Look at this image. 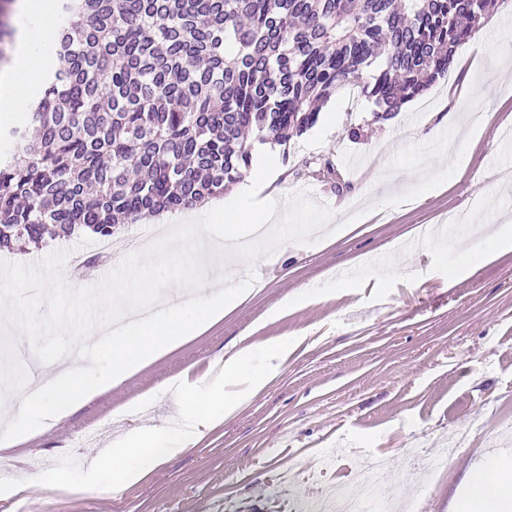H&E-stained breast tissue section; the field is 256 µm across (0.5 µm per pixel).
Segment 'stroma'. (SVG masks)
Segmentation results:
<instances>
[{
  "instance_id": "stroma-1",
  "label": "stroma",
  "mask_w": 512,
  "mask_h": 512,
  "mask_svg": "<svg viewBox=\"0 0 512 512\" xmlns=\"http://www.w3.org/2000/svg\"><path fill=\"white\" fill-rule=\"evenodd\" d=\"M461 93L479 101L468 140L440 123ZM369 109L339 90L315 126L271 147L279 176L243 203L287 208L288 219L269 229L275 249L240 232L259 260L224 281L237 307L56 426L0 447V460L32 479L28 462L93 456L140 425L128 413L134 400L155 407L154 425L168 424L177 413L168 379L204 384L241 347L294 338L264 388L135 485H41L0 496V512H297L300 499L352 482L374 455L397 500L454 512L471 493L469 474L512 469V251L483 260L488 226L512 223L503 176L512 169V0L481 20L423 98L380 124ZM323 161L343 189L316 177ZM55 250L98 256L82 279L117 265L83 234L5 258L36 263ZM466 265L472 274L459 276Z\"/></svg>"
}]
</instances>
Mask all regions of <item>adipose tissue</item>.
Returning <instances> with one entry per match:
<instances>
[{
    "label": "adipose tissue",
    "mask_w": 512,
    "mask_h": 512,
    "mask_svg": "<svg viewBox=\"0 0 512 512\" xmlns=\"http://www.w3.org/2000/svg\"><path fill=\"white\" fill-rule=\"evenodd\" d=\"M18 16L12 62L0 68V118L11 119L24 112L27 88L23 73L40 57L41 46L49 39L54 18L48 0H16ZM206 226L184 230L178 242L182 250L193 252L203 269L225 261L228 271H236L246 261L245 253L233 245L203 251ZM201 291L183 305L143 316L142 302L128 297L113 301V315L120 327L102 337L111 346L112 360L103 369H94L84 359H71L47 372L36 373V387L22 384L0 393L12 407L15 417L10 430L14 441L29 438L54 425L71 413L90 394L112 387L137 367L157 359L189 332L199 329L200 316L213 317L232 308L235 298L218 290L216 279L203 276ZM473 494L466 512H512V484L505 478L489 480L484 474L471 475Z\"/></svg>",
    "instance_id": "adipose-tissue-1"
}]
</instances>
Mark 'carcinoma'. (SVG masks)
Here are the masks:
<instances>
[{
	"mask_svg": "<svg viewBox=\"0 0 512 512\" xmlns=\"http://www.w3.org/2000/svg\"><path fill=\"white\" fill-rule=\"evenodd\" d=\"M499 0H56L24 127L3 132L0 251L224 195L355 86L382 123Z\"/></svg>",
	"mask_w": 512,
	"mask_h": 512,
	"instance_id": "cac0c4a2",
	"label": "carcinoma"
}]
</instances>
